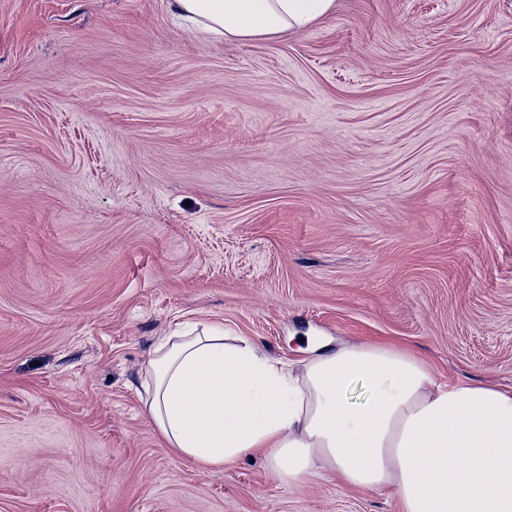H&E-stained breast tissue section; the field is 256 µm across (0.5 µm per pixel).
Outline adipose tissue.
<instances>
[{"label": "adipose tissue", "mask_w": 512, "mask_h": 512, "mask_svg": "<svg viewBox=\"0 0 512 512\" xmlns=\"http://www.w3.org/2000/svg\"><path fill=\"white\" fill-rule=\"evenodd\" d=\"M194 30L228 41L297 33L336 0H169ZM361 381L368 400L346 391ZM144 412L175 454L221 469L257 448L288 483L314 476L395 495L402 512H512V390L439 384L392 343L344 344L283 363L219 324L162 338Z\"/></svg>", "instance_id": "1"}]
</instances>
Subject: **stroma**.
<instances>
[{
    "mask_svg": "<svg viewBox=\"0 0 512 512\" xmlns=\"http://www.w3.org/2000/svg\"><path fill=\"white\" fill-rule=\"evenodd\" d=\"M185 322L512 387V0L248 42L168 0H0V512H400L166 448L142 381Z\"/></svg>",
    "mask_w": 512,
    "mask_h": 512,
    "instance_id": "obj_1",
    "label": "stroma"
}]
</instances>
